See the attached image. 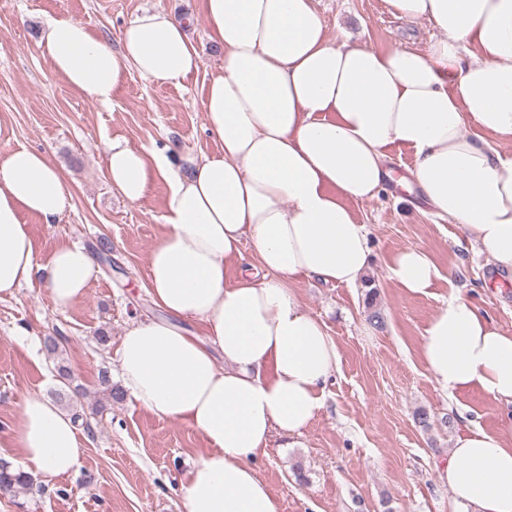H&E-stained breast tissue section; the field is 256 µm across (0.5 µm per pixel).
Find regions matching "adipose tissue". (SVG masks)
I'll return each mask as SVG.
<instances>
[{
    "label": "adipose tissue",
    "instance_id": "ef3b65f1",
    "mask_svg": "<svg viewBox=\"0 0 512 512\" xmlns=\"http://www.w3.org/2000/svg\"><path fill=\"white\" fill-rule=\"evenodd\" d=\"M386 2L395 16L436 29L427 48L331 41L313 0H203L223 51L202 99L218 151L107 146L108 177L127 202L143 200L156 179L168 185L164 228L147 261L165 315L133 321L117 357L134 404L210 447L181 486L183 512H281L253 462L273 432L303 434L339 364L334 339L295 285L313 277L352 286L363 277L368 231L351 205L383 191L390 146L413 150L412 181L436 214L512 270V156L496 147L512 140V0ZM40 44L54 72L102 105L130 71L178 83L201 66L185 21L162 10L141 12L117 48L70 17L48 20ZM473 46L480 59L463 62ZM72 200L46 153L0 149V297L40 270L58 309L84 296L93 256L63 243L39 265L23 221L56 223ZM391 274L424 295L438 271L423 247L410 246ZM193 321L206 339L190 330ZM422 359L443 391L477 389L512 405V333L465 297L449 296L428 320ZM18 414L0 448L18 449L27 473L50 482L79 464L84 450L68 413L34 393ZM441 477L455 512H512V420L459 436Z\"/></svg>",
    "mask_w": 512,
    "mask_h": 512
}]
</instances>
